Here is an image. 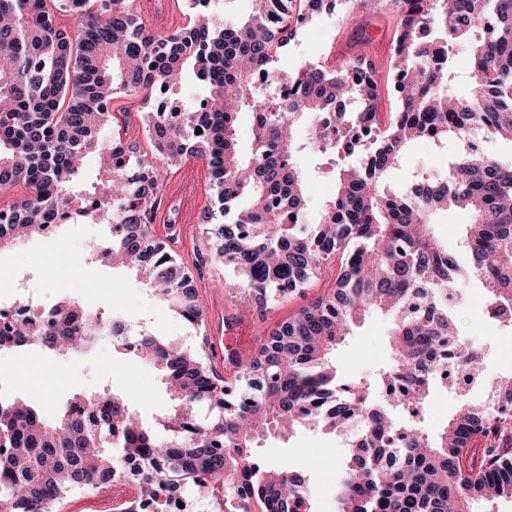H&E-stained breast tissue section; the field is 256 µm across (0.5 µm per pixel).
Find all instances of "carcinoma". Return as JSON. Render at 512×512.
Returning a JSON list of instances; mask_svg holds the SVG:
<instances>
[{
	"label": "carcinoma",
	"mask_w": 512,
	"mask_h": 512,
	"mask_svg": "<svg viewBox=\"0 0 512 512\" xmlns=\"http://www.w3.org/2000/svg\"><path fill=\"white\" fill-rule=\"evenodd\" d=\"M201 2L187 25L159 34L132 0H0V193L25 189L0 209V248L89 210L123 226L91 259L132 264L186 324L204 326L189 268L149 229L159 174L112 114L116 99L135 94L152 113L155 156L205 163L216 211L204 230L259 311L338 261L336 280L248 360L224 356L227 377L210 362L205 337L189 350L67 299L34 326L0 325V351L60 354L90 349L109 322L115 345L156 368L172 401L153 428L131 398L109 389L72 396L54 420L0 396V512H59L74 490L130 482L139 494L123 512H252L256 504L313 512L305 477L254 452L271 435L311 424L347 439L338 512H475L477 502L512 499V416L493 411L512 403V376L494 382L487 402L453 410L436 433L424 427L434 393L451 390L442 367L475 379L482 356L448 305L465 278L432 232L436 214L468 216L459 232L481 288L480 317L512 332V165L470 149L474 138L512 143V0H394L396 110L384 123L367 58L339 71L276 66L298 20L341 0H252L251 14L232 23ZM58 13L73 26L59 27ZM456 45L470 56L476 88L467 94L456 90ZM189 74L205 88L198 103L178 119L153 110L155 94L178 90ZM266 75L283 85V98L263 95ZM243 112L252 117L247 153L235 137ZM305 119L316 152L359 154L338 168L336 194L313 223L292 162ZM424 138L451 144L448 175L392 187L388 176ZM91 153L104 166L79 192V162ZM77 200L83 207L74 210ZM375 314L390 321L389 361L373 378H341L333 352ZM203 407L213 416L200 417Z\"/></svg>",
	"instance_id": "cac0c4a2"
}]
</instances>
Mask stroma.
<instances>
[{"label": "stroma", "instance_id": "35a3bbf8", "mask_svg": "<svg viewBox=\"0 0 512 512\" xmlns=\"http://www.w3.org/2000/svg\"><path fill=\"white\" fill-rule=\"evenodd\" d=\"M398 22L394 12H368L357 6L341 8L314 18L300 30L280 64L292 69L315 62L343 69L352 58L363 54L365 42L390 48ZM306 132L303 126L297 130L299 148L293 163L305 179L309 207L315 211L336 191V162L332 157L316 154L308 144ZM154 165L162 187L152 229L175 256L194 270L198 303L207 317L203 331L188 327L168 304L159 301L152 290L124 269L92 263L91 251L109 241L111 230L109 225L82 217L59 225L55 236L28 238L21 245L1 250L0 272H12L13 277L0 280V299L12 297L14 279L22 275L48 304L69 298L90 310L120 315L133 331L176 339L191 349L199 336H206L216 368L224 366V337L229 332L239 338L237 351L241 358H248L268 329L331 285L336 268L327 266L312 288L273 302L265 311H243L244 295L225 292L224 267L214 262L215 246L202 233L201 216L214 200L204 164L191 159L174 167L158 159ZM444 171L437 147L418 142L405 152L390 181L405 185L420 176H438ZM462 294L463 302L456 312L459 332L484 351L482 378L471 389L470 398L482 401L490 392L492 380L512 374V361L503 357L506 350L512 349V335L481 320L477 283H468ZM388 359V323L377 315L367 317L336 349V365L346 379L373 375ZM106 388L132 394L141 415L148 420L162 415L168 407L159 372L138 358L120 353L108 336L94 349L80 354H47L36 348L0 353V391L23 397L49 419L55 418L72 394L91 395ZM346 453L344 438L319 427L299 429L287 439L267 438L256 450L262 461L276 463L285 459L307 476L313 491V512H337L333 482ZM134 493L130 484L76 490L63 501L61 510L119 512L120 504Z\"/></svg>", "mask_w": 512, "mask_h": 512}]
</instances>
